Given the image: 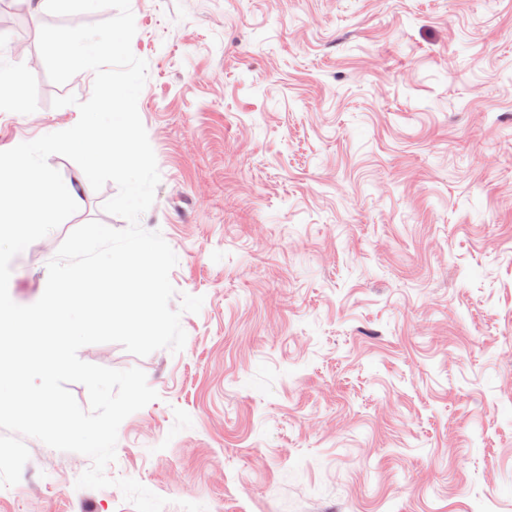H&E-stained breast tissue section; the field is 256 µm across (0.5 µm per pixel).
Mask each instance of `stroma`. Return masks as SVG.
Instances as JSON below:
<instances>
[{
    "instance_id": "1",
    "label": "stroma",
    "mask_w": 512,
    "mask_h": 512,
    "mask_svg": "<svg viewBox=\"0 0 512 512\" xmlns=\"http://www.w3.org/2000/svg\"><path fill=\"white\" fill-rule=\"evenodd\" d=\"M0 26L21 97L0 151L69 129L93 90L48 77L30 9ZM146 60L137 109L160 182L141 225L203 297L182 351L83 346L142 369L158 397L120 425L111 478L163 512H512V0H131ZM76 104L53 107L56 97ZM81 207L11 262L35 303ZM0 512H134L76 488L87 456L29 438Z\"/></svg>"
}]
</instances>
